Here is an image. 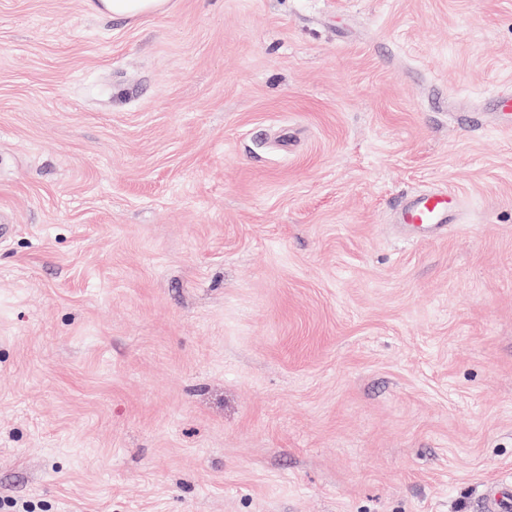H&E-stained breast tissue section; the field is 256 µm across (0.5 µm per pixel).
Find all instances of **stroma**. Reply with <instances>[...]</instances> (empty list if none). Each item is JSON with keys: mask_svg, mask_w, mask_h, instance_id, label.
<instances>
[{"mask_svg": "<svg viewBox=\"0 0 512 512\" xmlns=\"http://www.w3.org/2000/svg\"><path fill=\"white\" fill-rule=\"evenodd\" d=\"M506 91L512 0H0V504L478 512ZM431 188L464 219L406 239ZM94 8L112 17L134 18L144 14L158 13L165 9L168 0H93ZM462 196L444 189L425 191L408 199L393 215L405 233L439 237L458 224Z\"/></svg>", "mask_w": 512, "mask_h": 512, "instance_id": "1", "label": "stroma"}]
</instances>
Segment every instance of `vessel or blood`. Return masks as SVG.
I'll list each match as a JSON object with an SVG mask.
<instances>
[{
	"label": "vessel or blood",
	"mask_w": 512,
	"mask_h": 512,
	"mask_svg": "<svg viewBox=\"0 0 512 512\" xmlns=\"http://www.w3.org/2000/svg\"><path fill=\"white\" fill-rule=\"evenodd\" d=\"M463 204V197L454 192L429 190L408 199L398 208L393 220L406 233L438 237L457 223Z\"/></svg>",
	"instance_id": "1"
}]
</instances>
